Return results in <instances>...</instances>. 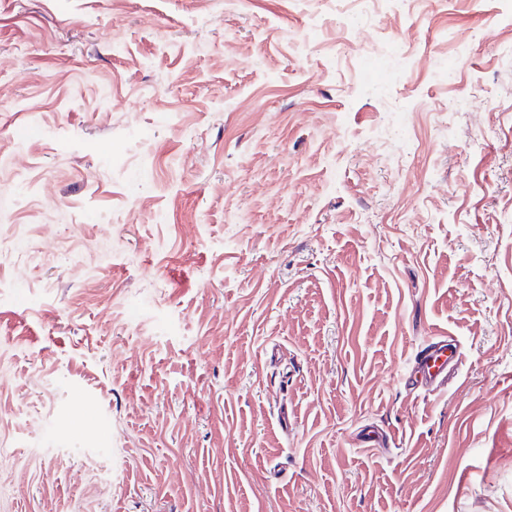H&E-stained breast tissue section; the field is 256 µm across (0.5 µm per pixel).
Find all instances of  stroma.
<instances>
[{"label":"stroma","instance_id":"obj_1","mask_svg":"<svg viewBox=\"0 0 512 512\" xmlns=\"http://www.w3.org/2000/svg\"><path fill=\"white\" fill-rule=\"evenodd\" d=\"M509 45L512 0H0V512H512ZM432 336L431 341L418 351L413 371L407 376L405 385L410 390L421 388L430 391L448 384L461 362V353L448 342V336Z\"/></svg>","mask_w":512,"mask_h":512}]
</instances>
